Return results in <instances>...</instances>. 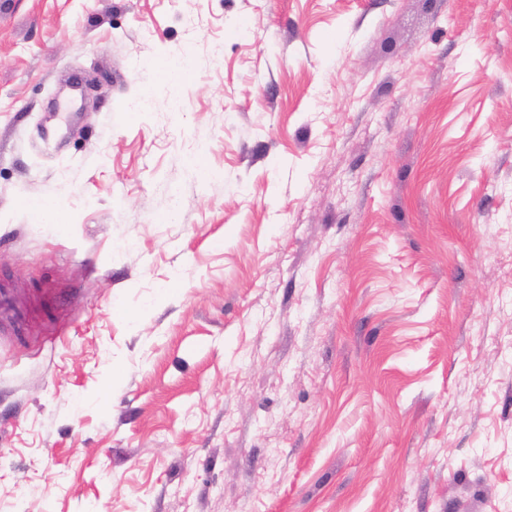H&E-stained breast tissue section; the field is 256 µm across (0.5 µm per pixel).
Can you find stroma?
<instances>
[{
  "label": "stroma",
  "mask_w": 512,
  "mask_h": 512,
  "mask_svg": "<svg viewBox=\"0 0 512 512\" xmlns=\"http://www.w3.org/2000/svg\"><path fill=\"white\" fill-rule=\"evenodd\" d=\"M0 281V512H512V0H0Z\"/></svg>",
  "instance_id": "35a3bbf8"
}]
</instances>
